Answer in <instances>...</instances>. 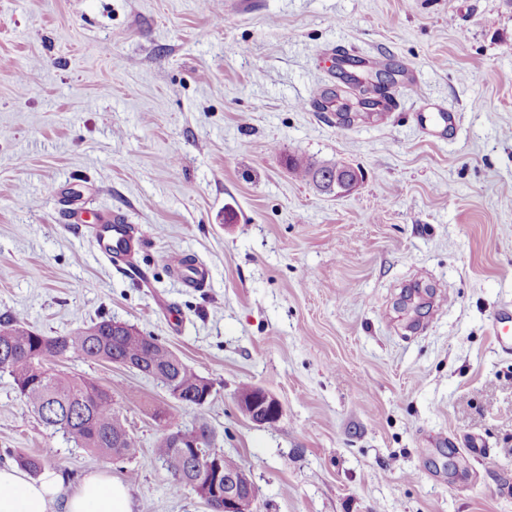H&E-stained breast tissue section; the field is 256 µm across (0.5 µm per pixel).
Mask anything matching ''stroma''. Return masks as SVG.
Returning <instances> with one entry per match:
<instances>
[{"mask_svg": "<svg viewBox=\"0 0 512 512\" xmlns=\"http://www.w3.org/2000/svg\"><path fill=\"white\" fill-rule=\"evenodd\" d=\"M340 48L416 93L385 123L315 111ZM297 156L362 179L323 193L290 174ZM116 220L146 280L102 255L92 227ZM500 305L512 0H0V316L49 335L129 323L216 390L196 411L68 355L58 369L111 390L138 441L110 460L46 429L0 372V464L38 454L71 486L128 482L133 512H206L153 457L161 408L206 419L254 512H512ZM246 385L277 397L273 424L241 411Z\"/></svg>", "mask_w": 512, "mask_h": 512, "instance_id": "obj_1", "label": "stroma"}]
</instances>
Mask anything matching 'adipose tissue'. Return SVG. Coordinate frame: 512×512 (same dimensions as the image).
<instances>
[{
  "instance_id": "ef3b65f1",
  "label": "adipose tissue",
  "mask_w": 512,
  "mask_h": 512,
  "mask_svg": "<svg viewBox=\"0 0 512 512\" xmlns=\"http://www.w3.org/2000/svg\"><path fill=\"white\" fill-rule=\"evenodd\" d=\"M0 512H132L129 488L104 472L64 485L62 474L44 470L30 479L14 466L0 467Z\"/></svg>"
}]
</instances>
